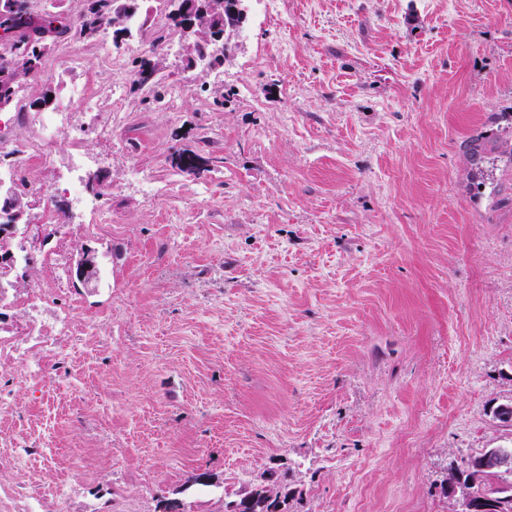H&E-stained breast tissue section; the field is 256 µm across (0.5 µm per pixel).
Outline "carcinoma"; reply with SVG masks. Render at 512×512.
I'll return each mask as SVG.
<instances>
[{"mask_svg": "<svg viewBox=\"0 0 512 512\" xmlns=\"http://www.w3.org/2000/svg\"><path fill=\"white\" fill-rule=\"evenodd\" d=\"M113 0H95L77 17L62 12L36 14L27 10L29 0H0V26L8 23L16 29L19 38L42 30L55 35L89 36L99 32L105 24L114 23ZM236 3L227 0L224 15L212 16L205 28L212 29L228 25L240 28L242 13H232ZM45 47L40 44L23 43L21 52L14 56L5 51L0 54V99L12 101L17 79L41 69ZM508 461L505 466L490 462L491 457ZM466 489L472 497V512H512V445L485 448L470 456L463 468L452 471L443 489L451 496L454 489ZM295 490L291 488L286 472H271L244 496L225 505V512H288V500Z\"/></svg>", "mask_w": 512, "mask_h": 512, "instance_id": "cac0c4a2", "label": "carcinoma"}]
</instances>
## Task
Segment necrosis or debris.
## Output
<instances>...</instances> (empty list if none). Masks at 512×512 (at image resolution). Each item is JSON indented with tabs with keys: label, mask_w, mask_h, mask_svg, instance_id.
Here are the masks:
<instances>
[{
	"label": "necrosis or debris",
	"mask_w": 512,
	"mask_h": 512,
	"mask_svg": "<svg viewBox=\"0 0 512 512\" xmlns=\"http://www.w3.org/2000/svg\"><path fill=\"white\" fill-rule=\"evenodd\" d=\"M70 118L66 111L44 113L36 135L23 142L0 135V160L13 161L0 176L13 181L17 191L35 194L25 164L48 160L56 131L69 126ZM32 239H24L18 245L16 263L21 267L43 263L48 278L45 286L30 289L21 304L28 309L50 304L54 310L49 316L35 317L33 325L22 324L11 334L0 336V363L15 370L13 381L0 386V409L11 406L15 387L26 386L41 392L60 385L80 321L78 306L64 287L63 262L44 255L34 247Z\"/></svg>",
	"instance_id": "1"
}]
</instances>
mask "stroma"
<instances>
[{
  "instance_id": "obj_1",
  "label": "stroma",
  "mask_w": 512,
  "mask_h": 512,
  "mask_svg": "<svg viewBox=\"0 0 512 512\" xmlns=\"http://www.w3.org/2000/svg\"><path fill=\"white\" fill-rule=\"evenodd\" d=\"M143 7L111 47L122 125L59 130L27 168L73 212L43 252L102 270L70 289L98 338L0 414L43 443L26 468L45 512L66 483V512H224L270 468L293 512H452L451 469L512 443L490 412L512 399V0L250 5L223 64L193 70L187 34ZM99 45L49 40L18 83L27 110L69 106L88 75L109 111ZM191 152L197 176L176 166ZM79 157L111 214L94 234L68 192Z\"/></svg>"
}]
</instances>
